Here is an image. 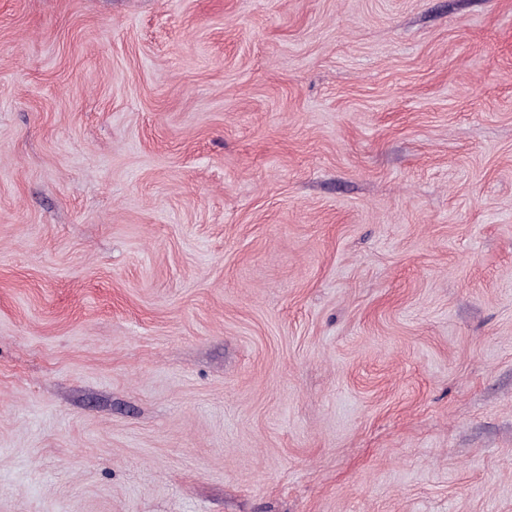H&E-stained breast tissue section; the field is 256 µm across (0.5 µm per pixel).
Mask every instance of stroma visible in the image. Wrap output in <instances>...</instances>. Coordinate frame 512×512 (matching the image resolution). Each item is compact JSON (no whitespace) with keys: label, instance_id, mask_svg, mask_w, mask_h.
I'll return each instance as SVG.
<instances>
[{"label":"stroma","instance_id":"obj_1","mask_svg":"<svg viewBox=\"0 0 512 512\" xmlns=\"http://www.w3.org/2000/svg\"><path fill=\"white\" fill-rule=\"evenodd\" d=\"M0 512H512V0H0Z\"/></svg>","mask_w":512,"mask_h":512}]
</instances>
